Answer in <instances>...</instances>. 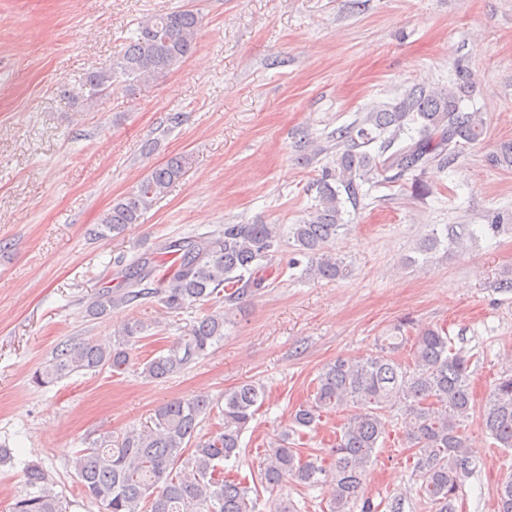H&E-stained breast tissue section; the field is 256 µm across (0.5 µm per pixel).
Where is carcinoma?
Instances as JSON below:
<instances>
[{"label": "carcinoma", "instance_id": "cac0c4a2", "mask_svg": "<svg viewBox=\"0 0 512 512\" xmlns=\"http://www.w3.org/2000/svg\"><path fill=\"white\" fill-rule=\"evenodd\" d=\"M200 18L193 9L154 14L141 21L121 60L110 70H92L85 77L89 97L125 77L145 80L171 72L197 47ZM469 74L460 69L450 87L415 85L394 103L375 105L350 127L336 129V160L316 180V204L309 217L292 226L296 251L316 259L317 275L334 280L342 261L330 244L345 228V206L357 208L367 192L363 186L389 183L438 161L451 165L462 144H478L486 133L484 113L461 108ZM189 165L186 155L153 167L135 190L114 201L93 234L120 235L140 222L155 201L178 182ZM280 244L273 224H226L224 230L159 246L175 257L170 270L157 274L152 256L139 258L122 273L121 283L100 287L88 304L98 319L119 306L154 301L176 312L194 303L236 302L262 287L264 273ZM148 330L140 319L126 323L114 340L73 346L59 343L52 360L34 373L46 387L79 372L126 370L131 342ZM394 328L365 357L338 358L326 364L314 382L313 394L292 418V432H283L264 449L257 472L230 475L224 463L240 460L241 437L268 398L266 386L244 381L224 391V423L198 436L201 417L213 403L196 397L173 399L155 411L150 423L122 438L102 437L74 461L85 494L101 512H261L259 488L272 492L289 483L316 488L330 481L334 496L328 512H379L363 497V477L374 463L375 448L386 435V413L399 405L406 414V439L413 467L422 480L419 495L432 512H456L460 484L470 472L472 452L464 430L472 395L470 358L452 348L448 332L428 328L410 338ZM224 339V315L213 312L197 320L172 345L142 363L141 375L164 381L189 368ZM410 346L411 362L397 354ZM347 411L329 465L304 454L291 433L314 430L322 418ZM480 425L497 448H512V368L494 384ZM32 489L16 499L12 512H68L69 503L53 490V482L37 463L23 471ZM495 512H512V475L500 483Z\"/></svg>", "mask_w": 512, "mask_h": 512}]
</instances>
